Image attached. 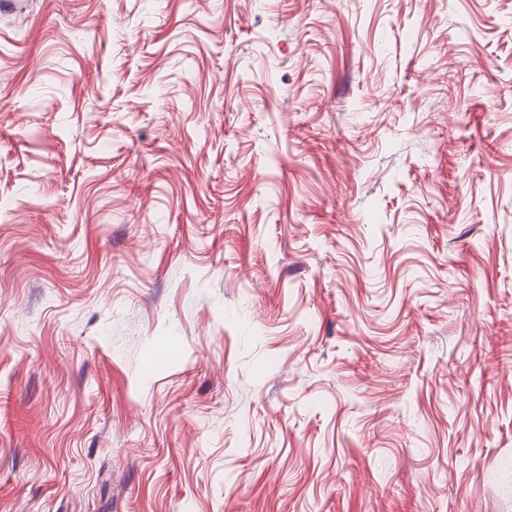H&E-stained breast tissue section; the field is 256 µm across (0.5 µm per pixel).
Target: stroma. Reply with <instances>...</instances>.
Returning a JSON list of instances; mask_svg holds the SVG:
<instances>
[{
    "instance_id": "35a3bbf8",
    "label": "stroma",
    "mask_w": 512,
    "mask_h": 512,
    "mask_svg": "<svg viewBox=\"0 0 512 512\" xmlns=\"http://www.w3.org/2000/svg\"><path fill=\"white\" fill-rule=\"evenodd\" d=\"M0 512H512V0H0Z\"/></svg>"
}]
</instances>
